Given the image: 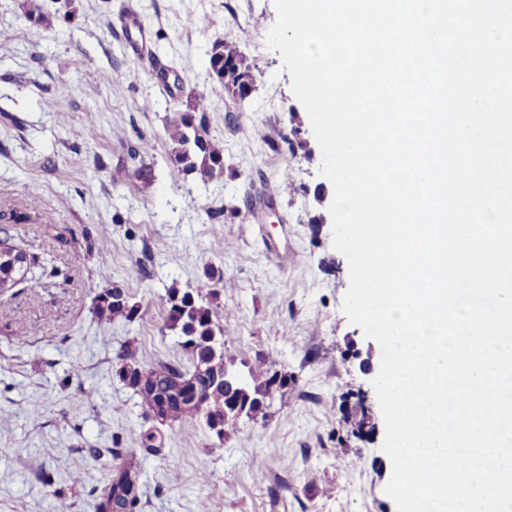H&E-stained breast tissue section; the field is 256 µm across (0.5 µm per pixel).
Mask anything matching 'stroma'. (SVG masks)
Returning <instances> with one entry per match:
<instances>
[{
	"instance_id": "stroma-1",
	"label": "stroma",
	"mask_w": 512,
	"mask_h": 512,
	"mask_svg": "<svg viewBox=\"0 0 512 512\" xmlns=\"http://www.w3.org/2000/svg\"><path fill=\"white\" fill-rule=\"evenodd\" d=\"M135 2L162 72L127 51L122 0H0V214H21L12 242L41 262L0 294V512H54L60 496L71 512H96L111 466L128 460L143 482L136 512H397L372 385L381 347L342 311L349 264L332 246L334 189L266 44L273 0ZM42 11L54 30L37 23ZM219 43L253 65L246 101L207 75ZM95 70L115 78L92 80ZM199 96L224 154L207 183L182 171L166 135ZM89 122L93 136H73ZM103 267L133 301L149 298L134 321L95 317ZM212 269L224 274L208 303L225 356L243 374L272 365L288 383L266 419L225 425L222 449L196 416L165 428L163 455L147 454L153 423L118 376L120 356L129 346L144 365L191 368L167 326V290L197 288Z\"/></svg>"
}]
</instances>
